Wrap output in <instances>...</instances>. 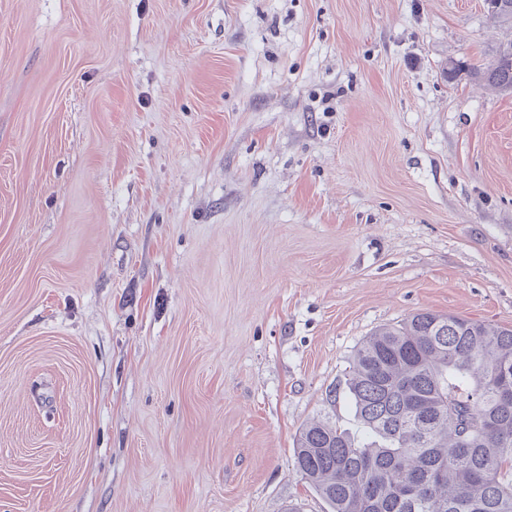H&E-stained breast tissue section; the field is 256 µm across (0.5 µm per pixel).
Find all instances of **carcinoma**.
I'll list each match as a JSON object with an SVG mask.
<instances>
[{
	"label": "carcinoma",
	"mask_w": 512,
	"mask_h": 512,
	"mask_svg": "<svg viewBox=\"0 0 512 512\" xmlns=\"http://www.w3.org/2000/svg\"><path fill=\"white\" fill-rule=\"evenodd\" d=\"M491 19L512 26V0ZM472 79L512 92V40ZM512 328L415 313L357 348L346 393L364 438L303 426L297 469L330 512H512Z\"/></svg>",
	"instance_id": "obj_1"
}]
</instances>
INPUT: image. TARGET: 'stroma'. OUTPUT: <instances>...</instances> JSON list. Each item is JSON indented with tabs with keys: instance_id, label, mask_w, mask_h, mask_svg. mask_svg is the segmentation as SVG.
<instances>
[{
	"instance_id": "35a3bbf8",
	"label": "stroma",
	"mask_w": 512,
	"mask_h": 512,
	"mask_svg": "<svg viewBox=\"0 0 512 512\" xmlns=\"http://www.w3.org/2000/svg\"><path fill=\"white\" fill-rule=\"evenodd\" d=\"M486 0H0V512H329L299 430L420 311L512 328ZM464 68L449 73L451 63Z\"/></svg>"
}]
</instances>
